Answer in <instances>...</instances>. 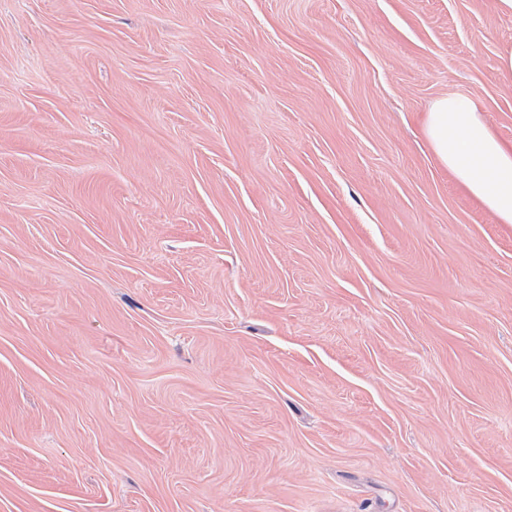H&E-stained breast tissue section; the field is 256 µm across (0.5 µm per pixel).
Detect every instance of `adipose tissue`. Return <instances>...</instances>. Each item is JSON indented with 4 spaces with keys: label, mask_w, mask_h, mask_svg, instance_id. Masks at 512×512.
I'll return each mask as SVG.
<instances>
[{
    "label": "adipose tissue",
    "mask_w": 512,
    "mask_h": 512,
    "mask_svg": "<svg viewBox=\"0 0 512 512\" xmlns=\"http://www.w3.org/2000/svg\"><path fill=\"white\" fill-rule=\"evenodd\" d=\"M423 135L436 159L504 224H512V142L498 138L475 101L445 96L427 112Z\"/></svg>",
    "instance_id": "adipose-tissue-1"
}]
</instances>
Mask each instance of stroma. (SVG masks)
Listing matches in <instances>:
<instances>
[{
  "instance_id": "35a3bbf8",
  "label": "stroma",
  "mask_w": 512,
  "mask_h": 512,
  "mask_svg": "<svg viewBox=\"0 0 512 512\" xmlns=\"http://www.w3.org/2000/svg\"><path fill=\"white\" fill-rule=\"evenodd\" d=\"M496 0H0V512H512ZM422 130L436 159L501 223L512 224V142L492 132L475 101L463 95L438 99Z\"/></svg>"
}]
</instances>
